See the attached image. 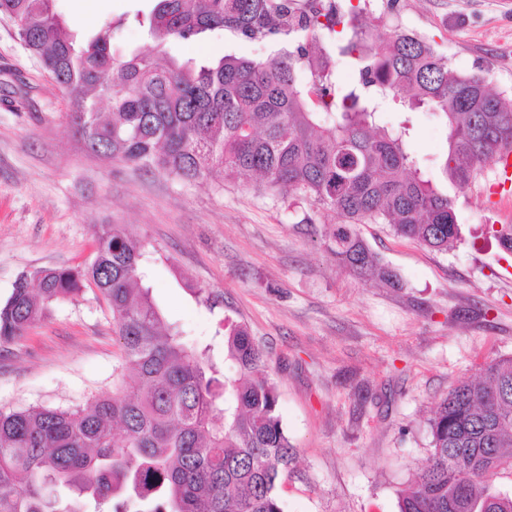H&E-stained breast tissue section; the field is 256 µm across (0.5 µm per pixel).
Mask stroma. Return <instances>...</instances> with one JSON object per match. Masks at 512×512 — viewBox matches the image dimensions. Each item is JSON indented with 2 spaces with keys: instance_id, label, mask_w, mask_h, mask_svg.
<instances>
[{
  "instance_id": "obj_1",
  "label": "stroma",
  "mask_w": 512,
  "mask_h": 512,
  "mask_svg": "<svg viewBox=\"0 0 512 512\" xmlns=\"http://www.w3.org/2000/svg\"><path fill=\"white\" fill-rule=\"evenodd\" d=\"M78 35L122 21L124 52L155 53L134 22L149 0H56ZM379 37L400 29L480 73L512 98V0H370ZM266 43L215 31L165 51L200 65L226 53L263 55ZM65 91L0 17V301L37 268L89 264L95 227L126 225L143 242L149 286L167 324L224 359L220 323L241 324L269 355L282 423L297 450L282 476L283 512H398V495L430 455L428 420L458 383L512 356V254L485 226L512 224V198L492 204L484 168L458 199L461 238L448 251L357 230L401 279L362 281L326 248L337 214L264 190L253 176L216 187L184 183L82 150ZM412 150L437 156L446 128L411 116ZM207 289L213 307L193 290ZM93 283L51 305L0 350V409H72L113 388L120 344Z\"/></svg>"
}]
</instances>
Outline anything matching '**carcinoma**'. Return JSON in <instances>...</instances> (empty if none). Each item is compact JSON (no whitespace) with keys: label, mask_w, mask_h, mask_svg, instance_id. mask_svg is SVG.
<instances>
[{"label":"carcinoma","mask_w":512,"mask_h":512,"mask_svg":"<svg viewBox=\"0 0 512 512\" xmlns=\"http://www.w3.org/2000/svg\"><path fill=\"white\" fill-rule=\"evenodd\" d=\"M54 2L0 0V16L71 96L69 124L84 148L188 182L251 172L267 190L326 206L341 221L325 245L358 277L399 284L357 225L387 224L448 250L461 237L459 194L512 145V99L414 34L372 39L354 5L310 14L298 0H153L147 18L135 15L158 47L216 30L275 45L198 67L118 50L120 20L82 44ZM321 37L357 63L348 86L309 55ZM302 68L311 81L297 78ZM396 101L444 120L447 146L432 164L410 150V118L381 124ZM142 257L125 225L101 224L88 266L23 275L0 303L2 346L90 281L122 351L112 392L84 407L0 410V512H283L278 487L295 449L267 354L232 325L224 359L234 372L220 370L165 326ZM429 427V462L399 493L398 512H512V494L491 483L512 469V357L449 391ZM53 487L71 493L65 504Z\"/></svg>","instance_id":"obj_1"}]
</instances>
